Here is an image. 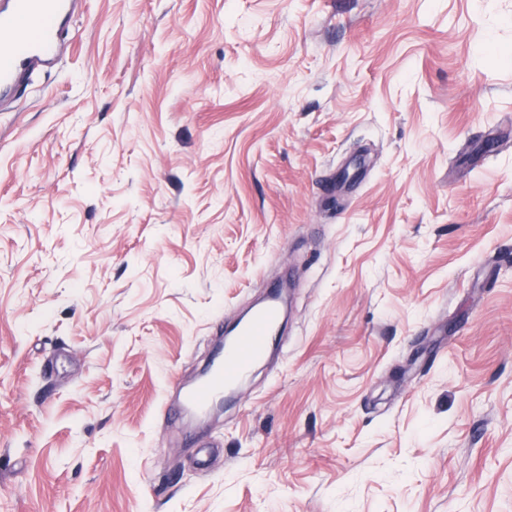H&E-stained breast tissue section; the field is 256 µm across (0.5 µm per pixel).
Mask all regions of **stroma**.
Segmentation results:
<instances>
[{"mask_svg":"<svg viewBox=\"0 0 512 512\" xmlns=\"http://www.w3.org/2000/svg\"><path fill=\"white\" fill-rule=\"evenodd\" d=\"M0 112V512H512V0H82ZM290 273L185 441L163 412Z\"/></svg>","mask_w":512,"mask_h":512,"instance_id":"obj_1","label":"stroma"}]
</instances>
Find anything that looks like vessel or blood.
Here are the masks:
<instances>
[{
	"label": "vessel or blood",
	"instance_id": "vessel-or-blood-1",
	"mask_svg": "<svg viewBox=\"0 0 512 512\" xmlns=\"http://www.w3.org/2000/svg\"><path fill=\"white\" fill-rule=\"evenodd\" d=\"M79 0H0V97L17 94L32 83L37 70L55 63ZM282 315L278 290L213 357L206 375L194 386L180 387V415L201 414L235 389L252 364L261 359Z\"/></svg>",
	"mask_w": 512,
	"mask_h": 512
}]
</instances>
